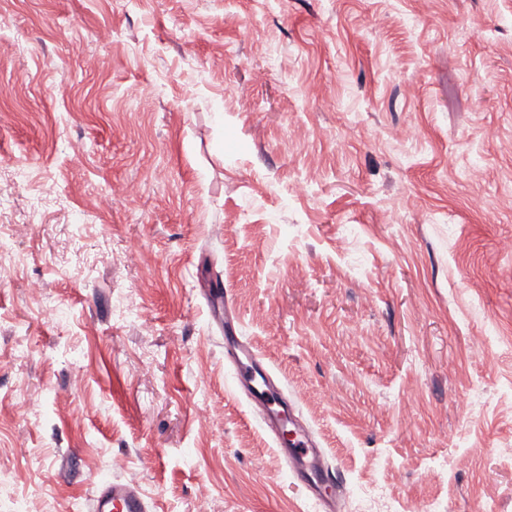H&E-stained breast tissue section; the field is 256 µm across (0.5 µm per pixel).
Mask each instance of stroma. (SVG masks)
<instances>
[{
    "label": "stroma",
    "mask_w": 512,
    "mask_h": 512,
    "mask_svg": "<svg viewBox=\"0 0 512 512\" xmlns=\"http://www.w3.org/2000/svg\"><path fill=\"white\" fill-rule=\"evenodd\" d=\"M230 328L336 512H512V0H0V512H322ZM228 353L237 369L238 386L247 389L252 405L263 412L266 426L274 433L275 443L289 472L305 482L311 499L334 510L333 484L320 448H314L304 430L291 431L288 442L283 438L281 425L284 416L289 417L288 401L268 384L260 383L266 380L265 373L256 362V355L251 348L246 343L234 340L229 344ZM240 355L250 363L243 364ZM91 512H150L139 490L122 482L102 484L91 499Z\"/></svg>",
    "instance_id": "obj_1"
}]
</instances>
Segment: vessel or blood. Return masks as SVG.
<instances>
[{
	"label": "vessel or blood",
	"mask_w": 512,
	"mask_h": 512,
	"mask_svg": "<svg viewBox=\"0 0 512 512\" xmlns=\"http://www.w3.org/2000/svg\"><path fill=\"white\" fill-rule=\"evenodd\" d=\"M228 352L238 359V384L246 388L250 402L262 411L268 429L275 433V443L289 472L305 482L311 499L333 507V487L322 451L314 448L305 431H292L287 438L281 436L283 418L289 413L288 402L265 384V373L251 348L235 340L230 343ZM89 509L90 512H150L149 503L139 490L117 481L102 484L92 497Z\"/></svg>",
	"instance_id": "1"
}]
</instances>
